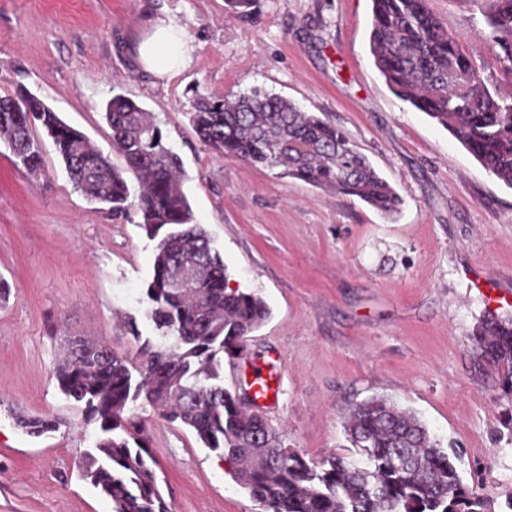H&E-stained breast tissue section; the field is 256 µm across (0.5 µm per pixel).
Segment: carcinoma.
I'll return each instance as SVG.
<instances>
[{
    "mask_svg": "<svg viewBox=\"0 0 512 512\" xmlns=\"http://www.w3.org/2000/svg\"><path fill=\"white\" fill-rule=\"evenodd\" d=\"M486 2L493 69L467 56L460 35L442 25L427 0H372L369 51L398 98L446 129L491 177L512 189V0ZM104 116L123 169L28 89L0 97V139L26 174L44 171L42 143L34 135L39 126L88 201L109 207L116 218L137 209L155 241L147 295L161 342L146 344L136 362L71 340L65 363L54 372L66 398L99 424L81 468L111 500L112 512H171L140 438L135 407L141 398L231 462L236 482L263 512H494L491 500L462 482L419 418L386 399L360 402L345 417L347 441L365 457L360 467L334 453L306 460L224 388L219 354H243L247 336L268 315L267 305L254 293L229 287L224 260L196 222L184 191L179 157L149 113L118 94L106 102ZM188 116L203 144L226 158L280 168L355 197L386 217L402 209V196L342 129L285 97L259 88L232 99L200 94ZM184 270L193 277L187 293L169 287ZM473 341L478 363L496 371L503 390L512 393V317L483 315ZM21 425L41 435L58 422L30 419Z\"/></svg>",
    "mask_w": 512,
    "mask_h": 512,
    "instance_id": "obj_1",
    "label": "carcinoma"
}]
</instances>
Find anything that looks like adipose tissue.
Returning a JSON list of instances; mask_svg holds the SVG:
<instances>
[{"label":"adipose tissue","instance_id":"adipose-tissue-1","mask_svg":"<svg viewBox=\"0 0 512 512\" xmlns=\"http://www.w3.org/2000/svg\"><path fill=\"white\" fill-rule=\"evenodd\" d=\"M143 64L162 78H173L192 60L193 46L185 28L176 20L161 19L152 38L138 50Z\"/></svg>","mask_w":512,"mask_h":512}]
</instances>
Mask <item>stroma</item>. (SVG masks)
Wrapping results in <instances>:
<instances>
[{"label": "stroma", "instance_id": "stroma-1", "mask_svg": "<svg viewBox=\"0 0 512 512\" xmlns=\"http://www.w3.org/2000/svg\"><path fill=\"white\" fill-rule=\"evenodd\" d=\"M462 35L475 62L491 60L473 0H428ZM170 17L195 47L163 80L135 49ZM372 0H0V96L25 87L111 162L103 104L122 94L150 112L179 156L184 189L230 275L259 295L267 321L236 363L227 390L272 377L255 407L305 458L360 461L342 419L383 397L411 410L453 455L464 483L504 512L512 494V396L477 364L470 336L484 312L512 315V189L447 131L399 100L367 41ZM260 87L346 132L404 199L382 218L362 201L208 149L187 114L197 94ZM33 178L0 141V512H112L78 464L96 432L59 391L64 341L80 336L137 356L157 341L146 294L154 243L129 211L89 203L52 144ZM489 280L478 289L475 278ZM56 419L28 434L17 417ZM144 437L172 512H262L232 467L195 434L140 409Z\"/></svg>", "mask_w": 512, "mask_h": 512}]
</instances>
